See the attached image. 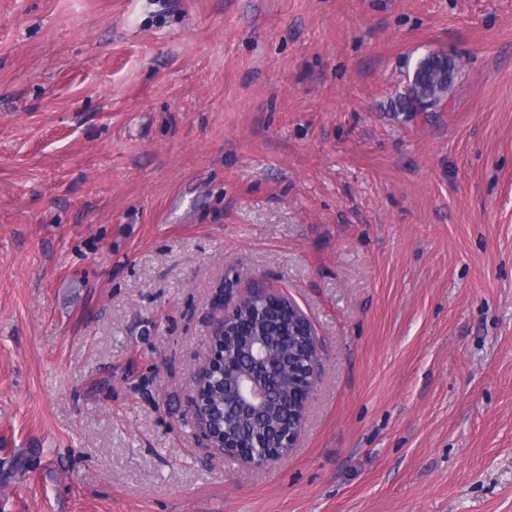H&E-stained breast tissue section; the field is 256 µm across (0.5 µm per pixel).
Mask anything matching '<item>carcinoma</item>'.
I'll return each mask as SVG.
<instances>
[{"label":"carcinoma","mask_w":512,"mask_h":512,"mask_svg":"<svg viewBox=\"0 0 512 512\" xmlns=\"http://www.w3.org/2000/svg\"><path fill=\"white\" fill-rule=\"evenodd\" d=\"M458 76V67L454 60L444 53H433L421 58L408 74L406 93L398 99V106L403 111L416 110L431 98L438 102L448 96ZM238 318L250 323L263 336L273 339L288 328V321L280 317H258L250 299L246 298L239 305ZM224 349L235 353L243 363L248 365L247 347L234 329H229L228 336L222 342ZM281 375L273 378L276 400L265 417L253 419L243 415L233 405L224 406V376L222 367L209 371L200 382L199 391L211 424L218 432L232 442L249 447L257 435L273 439L277 432L287 428L290 420V388L296 383L297 375L290 372L295 362L284 356L279 361Z\"/></svg>","instance_id":"1"}]
</instances>
